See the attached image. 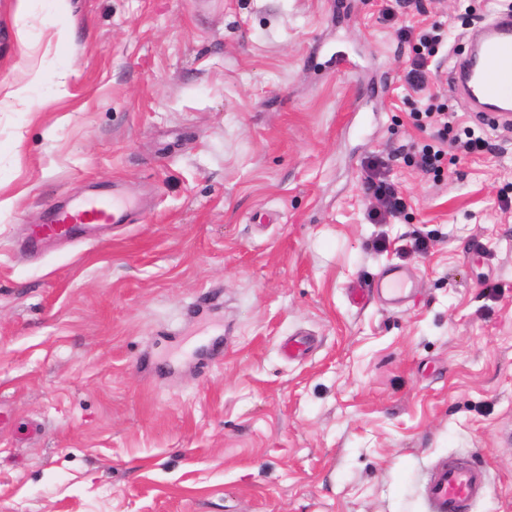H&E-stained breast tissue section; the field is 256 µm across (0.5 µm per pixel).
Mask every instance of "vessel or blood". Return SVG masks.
<instances>
[{
    "label": "vessel or blood",
    "instance_id": "b4317fda",
    "mask_svg": "<svg viewBox=\"0 0 512 512\" xmlns=\"http://www.w3.org/2000/svg\"><path fill=\"white\" fill-rule=\"evenodd\" d=\"M456 91L474 112L493 121H512V15L490 22L470 44L464 58L451 70ZM128 203L116 196H77L70 208L54 214L48 223L32 230L29 245L40 248L48 241L72 235L83 225L121 223ZM376 292L401 300L407 282L399 269L390 268L374 283ZM489 490L485 468L475 460L453 457L437 460L424 484L429 512H470Z\"/></svg>",
    "mask_w": 512,
    "mask_h": 512
}]
</instances>
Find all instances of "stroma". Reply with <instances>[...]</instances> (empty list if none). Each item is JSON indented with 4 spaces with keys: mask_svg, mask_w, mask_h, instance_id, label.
Returning a JSON list of instances; mask_svg holds the SVG:
<instances>
[{
    "mask_svg": "<svg viewBox=\"0 0 512 512\" xmlns=\"http://www.w3.org/2000/svg\"><path fill=\"white\" fill-rule=\"evenodd\" d=\"M511 5L0 0V512H428L448 456L512 512V130L448 80ZM433 26L438 178L404 79ZM115 189L130 223L25 250ZM392 266L403 304L351 299ZM423 101L421 108L415 115L418 118H424L429 124L439 125L443 128L438 131L439 137L436 143L423 145L419 153V165L424 171L432 172L435 177H439L443 169L442 165L445 156L448 155L443 147L445 132L448 131V113L440 112V109H434L433 105L430 103L431 96H425ZM368 189L373 192L375 198L380 202L384 208V213L393 215L404 206L403 200L398 196L396 190L383 180L379 179L378 182H375L370 179Z\"/></svg>",
    "mask_w": 512,
    "mask_h": 512,
    "instance_id": "35a3bbf8",
    "label": "stroma"
}]
</instances>
